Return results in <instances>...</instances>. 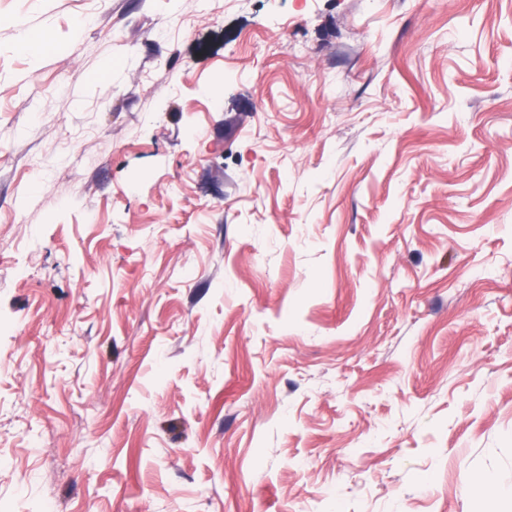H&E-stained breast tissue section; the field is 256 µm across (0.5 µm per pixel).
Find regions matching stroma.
<instances>
[{
  "instance_id": "obj_1",
  "label": "stroma",
  "mask_w": 512,
  "mask_h": 512,
  "mask_svg": "<svg viewBox=\"0 0 512 512\" xmlns=\"http://www.w3.org/2000/svg\"><path fill=\"white\" fill-rule=\"evenodd\" d=\"M0 239V512H502L512 0H0Z\"/></svg>"
}]
</instances>
